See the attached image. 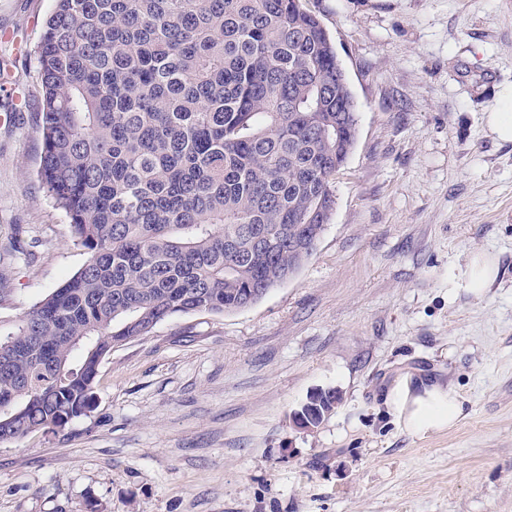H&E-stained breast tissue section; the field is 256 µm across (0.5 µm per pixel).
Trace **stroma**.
Here are the masks:
<instances>
[{"label": "stroma", "instance_id": "obj_1", "mask_svg": "<svg viewBox=\"0 0 512 512\" xmlns=\"http://www.w3.org/2000/svg\"><path fill=\"white\" fill-rule=\"evenodd\" d=\"M357 102L313 256L229 315L173 317L101 363L89 415L0 443V512H512V0H302ZM53 0H0V335L85 256L37 170L35 47ZM25 93L16 102L11 87ZM498 260L482 295L470 253ZM464 405L415 434L403 377ZM341 402L313 431L307 396ZM487 124L499 139L512 140V99L511 104L501 106L497 112H489Z\"/></svg>", "mask_w": 512, "mask_h": 512}]
</instances>
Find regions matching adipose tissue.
I'll use <instances>...</instances> for the list:
<instances>
[{
	"mask_svg": "<svg viewBox=\"0 0 512 512\" xmlns=\"http://www.w3.org/2000/svg\"><path fill=\"white\" fill-rule=\"evenodd\" d=\"M388 403L404 425L417 433L451 427L462 416V402L448 388L426 382L400 381Z\"/></svg>",
	"mask_w": 512,
	"mask_h": 512,
	"instance_id": "adipose-tissue-1",
	"label": "adipose tissue"
}]
</instances>
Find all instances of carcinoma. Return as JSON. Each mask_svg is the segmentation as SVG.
<instances>
[{
  "label": "carcinoma",
  "instance_id": "carcinoma-1",
  "mask_svg": "<svg viewBox=\"0 0 512 512\" xmlns=\"http://www.w3.org/2000/svg\"><path fill=\"white\" fill-rule=\"evenodd\" d=\"M37 171L84 264L0 335V441L92 411L102 360L231 314L316 251L357 103L301 0H55L35 48ZM340 403L312 392L298 426Z\"/></svg>",
  "mask_w": 512,
  "mask_h": 512
}]
</instances>
